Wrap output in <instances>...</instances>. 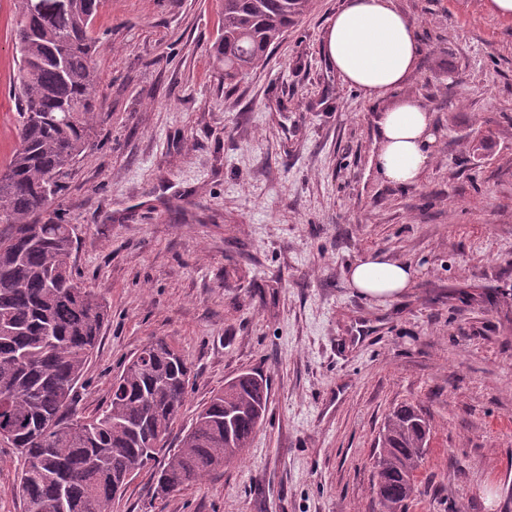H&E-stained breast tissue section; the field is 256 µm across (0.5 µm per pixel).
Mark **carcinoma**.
<instances>
[{"instance_id":"carcinoma-1","label":"carcinoma","mask_w":512,"mask_h":512,"mask_svg":"<svg viewBox=\"0 0 512 512\" xmlns=\"http://www.w3.org/2000/svg\"><path fill=\"white\" fill-rule=\"evenodd\" d=\"M104 0H15L19 70L18 145L0 169V428L23 458V512H112L126 476L156 460L184 406L191 369L159 339L146 344L112 383L105 408L72 417L76 385L97 346L107 305L77 278L69 229L40 223L62 191L59 176L90 147L98 113L94 22ZM311 0H220L213 61L224 81L262 67ZM267 379L240 373L203 404L179 448L157 471L164 498L240 459L260 428ZM54 424L45 439L40 426ZM430 436L413 405L395 409L378 440L375 484L383 512H402L414 493Z\"/></svg>"}]
</instances>
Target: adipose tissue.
I'll list each match as a JSON object with an SVG mask.
<instances>
[{"mask_svg": "<svg viewBox=\"0 0 512 512\" xmlns=\"http://www.w3.org/2000/svg\"><path fill=\"white\" fill-rule=\"evenodd\" d=\"M323 52L344 83L384 104L372 159L377 171L389 182L417 185L434 158L432 117L415 96L396 94L423 54L415 23L395 0H343L325 30ZM414 275L411 265L382 254L366 256L347 271L352 288L380 300L398 297Z\"/></svg>", "mask_w": 512, "mask_h": 512, "instance_id": "obj_1", "label": "adipose tissue"}]
</instances>
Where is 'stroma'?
<instances>
[{
	"label": "stroma",
	"mask_w": 512,
	"mask_h": 512,
	"mask_svg": "<svg viewBox=\"0 0 512 512\" xmlns=\"http://www.w3.org/2000/svg\"><path fill=\"white\" fill-rule=\"evenodd\" d=\"M340 4L313 0L231 85L212 66L217 0H107L95 20L97 133L51 206L108 307L77 414L156 339L192 369L165 448L226 380L269 382L241 461L163 499L152 462L112 512H381L373 456L404 404L431 430L405 512H512V19L396 0L424 46L404 90L436 134L402 187L371 164L379 105L323 54ZM15 26L0 0V163L18 142ZM372 253L414 268L401 297L350 287ZM22 464L0 442V512H22Z\"/></svg>",
	"instance_id": "35a3bbf8"
}]
</instances>
